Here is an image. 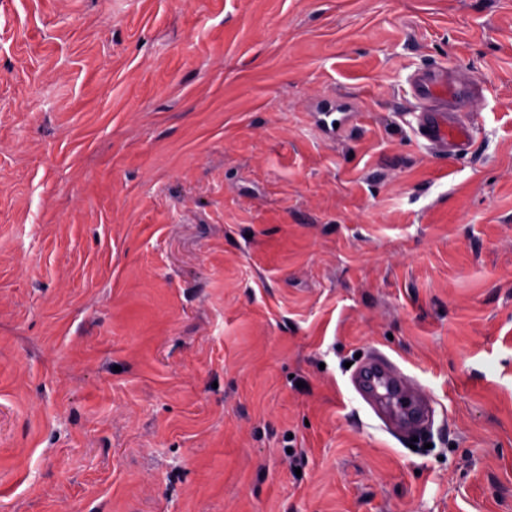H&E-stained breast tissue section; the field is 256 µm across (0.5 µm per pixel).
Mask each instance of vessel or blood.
Listing matches in <instances>:
<instances>
[{"mask_svg":"<svg viewBox=\"0 0 512 512\" xmlns=\"http://www.w3.org/2000/svg\"><path fill=\"white\" fill-rule=\"evenodd\" d=\"M413 132L434 153L468 154L474 128L467 118L471 100L478 91L462 82L452 68L422 66L407 79ZM359 395L384 416L391 426L411 428L428 414L432 401L387 359L362 364L353 377Z\"/></svg>","mask_w":512,"mask_h":512,"instance_id":"1","label":"vessel or blood"}]
</instances>
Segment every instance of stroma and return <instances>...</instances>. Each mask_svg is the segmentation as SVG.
<instances>
[{
	"mask_svg": "<svg viewBox=\"0 0 512 512\" xmlns=\"http://www.w3.org/2000/svg\"><path fill=\"white\" fill-rule=\"evenodd\" d=\"M0 512H512V0H0ZM415 136L433 153L466 155L474 141L467 118L471 100L483 89L462 82L442 65L422 66L407 79ZM359 395L393 427L412 428L428 414L430 397L387 359L362 364L353 377Z\"/></svg>",
	"mask_w": 512,
	"mask_h": 512,
	"instance_id": "35a3bbf8",
	"label": "stroma"
}]
</instances>
